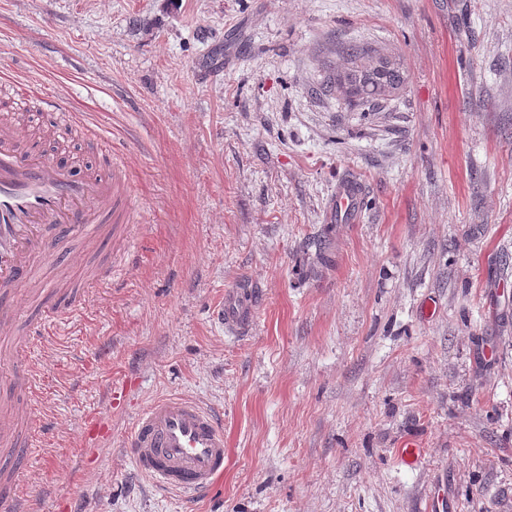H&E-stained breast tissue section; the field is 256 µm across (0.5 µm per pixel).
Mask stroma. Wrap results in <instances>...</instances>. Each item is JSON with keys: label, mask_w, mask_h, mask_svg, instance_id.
Listing matches in <instances>:
<instances>
[{"label": "stroma", "mask_w": 512, "mask_h": 512, "mask_svg": "<svg viewBox=\"0 0 512 512\" xmlns=\"http://www.w3.org/2000/svg\"><path fill=\"white\" fill-rule=\"evenodd\" d=\"M351 46L405 89L326 93ZM0 77L48 127L69 99L131 183L124 235L51 242L13 297L37 321L62 271L86 298L36 340L33 512H512V0H0ZM246 287L233 336L212 312ZM166 395L224 418L195 501L124 447ZM360 209V193L352 183H343L336 189L331 210L338 221H353ZM249 297L238 290L229 293L224 305L216 311V318L224 324V329L234 335L243 336L251 330L257 292L249 291Z\"/></svg>", "instance_id": "stroma-1"}]
</instances>
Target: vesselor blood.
<instances>
[{"instance_id":"1","label":"vessel or blood","mask_w":512,"mask_h":512,"mask_svg":"<svg viewBox=\"0 0 512 512\" xmlns=\"http://www.w3.org/2000/svg\"><path fill=\"white\" fill-rule=\"evenodd\" d=\"M29 101L19 88L0 89V333L12 335V291L31 282L32 262L47 250L48 233L65 237L86 234L88 228L108 233L126 204V193L112 168L117 149L109 137L96 135L100 161L83 173L50 162L36 143L14 122ZM360 193L351 183L336 190L331 210L337 220H354ZM256 295L229 293L216 318L225 330L249 333ZM16 380L33 394L40 377L32 366L34 344L22 347ZM19 444L17 415L0 412V445ZM128 448L136 469L165 490L193 498L207 494L224 474V424L219 414L182 396L154 400L135 419ZM24 470L23 457L12 459L0 480V512H27L14 492Z\"/></svg>"}]
</instances>
